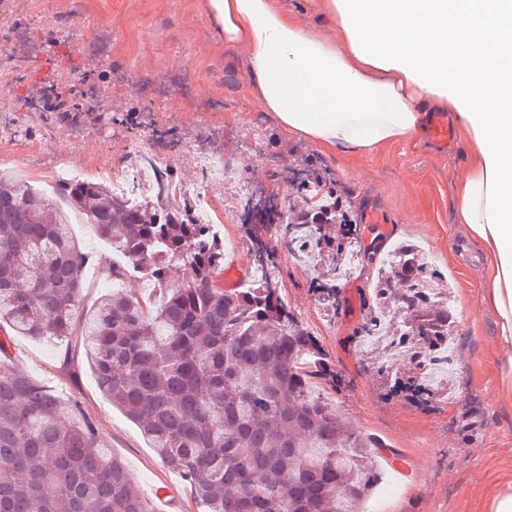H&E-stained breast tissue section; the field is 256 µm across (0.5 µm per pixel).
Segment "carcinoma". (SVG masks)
I'll use <instances>...</instances> for the list:
<instances>
[{
	"instance_id": "carcinoma-1",
	"label": "carcinoma",
	"mask_w": 512,
	"mask_h": 512,
	"mask_svg": "<svg viewBox=\"0 0 512 512\" xmlns=\"http://www.w3.org/2000/svg\"><path fill=\"white\" fill-rule=\"evenodd\" d=\"M158 191L132 199L101 181L67 179L60 193L94 225L117 260L112 282L83 307L91 257L66 216L30 181L0 169V512H154L152 499L109 449L78 400L6 363L10 336H53L64 361L82 356L99 391L128 419L164 467L189 484L203 512H364L380 480V443L345 423L320 393L336 370L318 339L283 298L265 224L248 229L254 274L236 288L218 283L224 239L171 199L169 171ZM311 218L286 224L288 252L310 240L328 275L349 271L348 256H370L360 225L322 207L321 182L303 183ZM366 321L358 335L400 339L395 364L370 358L379 390L431 406L448 388L427 382L444 360L455 319L451 286L416 243L372 260ZM184 277H172L173 268ZM143 278L152 294L125 283ZM326 310L336 286L318 284Z\"/></svg>"
}]
</instances>
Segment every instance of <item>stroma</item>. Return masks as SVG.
Wrapping results in <instances>:
<instances>
[{
	"label": "stroma",
	"instance_id": "1",
	"mask_svg": "<svg viewBox=\"0 0 512 512\" xmlns=\"http://www.w3.org/2000/svg\"><path fill=\"white\" fill-rule=\"evenodd\" d=\"M205 2L0 0V87L8 89L0 94V168L48 189L71 175L92 179L122 168L134 193L143 170L130 165L127 149L140 147L163 158L179 186L209 190L213 202L205 219L223 225L227 260L245 268L251 264L240 228L246 200L272 190L268 240L282 295L336 368V381L323 394L349 425L383 444V480L368 512H485L487 482L512 470V398L496 393L501 352L495 317L479 302L481 265L456 222V187L468 171L462 143L444 153L423 136L364 156L326 154L286 134L258 107L246 52L225 48ZM61 81L75 85L74 105L90 111L81 123L37 100L42 88ZM203 150L233 162L224 185H209L196 162ZM311 163L351 218L363 223L365 245L418 242L453 282L457 398L422 407L380 397L356 337L371 290L369 269L336 278L341 304L326 311L304 256L280 246L295 193L291 180ZM369 209L380 212L383 223L364 224ZM64 355V344L50 338L17 335L10 348L13 367L82 403L145 495L166 486L179 512H201L183 479L162 466L137 426L100 393L87 361L67 367ZM470 405L479 412L472 436L457 429ZM398 461L404 471L395 469Z\"/></svg>",
	"mask_w": 512,
	"mask_h": 512
}]
</instances>
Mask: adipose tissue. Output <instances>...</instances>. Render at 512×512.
I'll return each instance as SVG.
<instances>
[{
	"label": "adipose tissue",
	"instance_id": "adipose-tissue-1",
	"mask_svg": "<svg viewBox=\"0 0 512 512\" xmlns=\"http://www.w3.org/2000/svg\"><path fill=\"white\" fill-rule=\"evenodd\" d=\"M225 47L245 48L257 103L319 150L373 153L413 140L431 107H450L472 159L458 223L484 269L512 395V0H320L340 38L285 0H206Z\"/></svg>",
	"mask_w": 512,
	"mask_h": 512
}]
</instances>
